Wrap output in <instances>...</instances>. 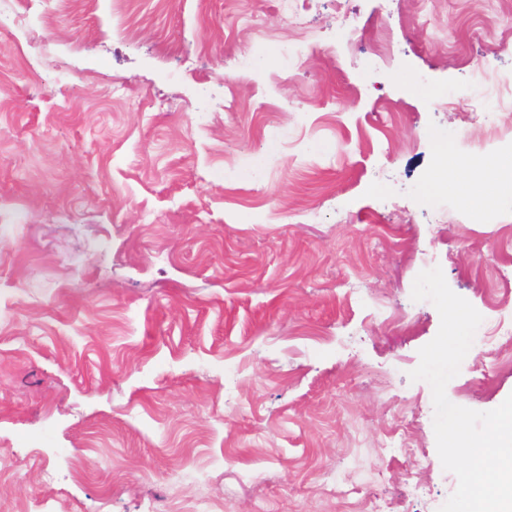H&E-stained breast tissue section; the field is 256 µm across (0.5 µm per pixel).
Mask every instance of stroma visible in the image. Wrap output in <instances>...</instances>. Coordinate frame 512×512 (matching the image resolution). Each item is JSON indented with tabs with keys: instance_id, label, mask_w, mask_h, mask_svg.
Instances as JSON below:
<instances>
[{
	"instance_id": "35a3bbf8",
	"label": "stroma",
	"mask_w": 512,
	"mask_h": 512,
	"mask_svg": "<svg viewBox=\"0 0 512 512\" xmlns=\"http://www.w3.org/2000/svg\"><path fill=\"white\" fill-rule=\"evenodd\" d=\"M17 0L0 26V512H439L455 491L432 389L441 268L489 328L512 202L425 187L448 94L512 79V0ZM390 45L376 55L377 41ZM60 89L52 98L45 87ZM512 366L462 361L490 411ZM351 488L331 496L332 485Z\"/></svg>"
}]
</instances>
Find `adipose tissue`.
Returning a JSON list of instances; mask_svg holds the SVG:
<instances>
[{"label":"adipose tissue","instance_id":"obj_1","mask_svg":"<svg viewBox=\"0 0 512 512\" xmlns=\"http://www.w3.org/2000/svg\"><path fill=\"white\" fill-rule=\"evenodd\" d=\"M439 147L444 153L439 165L429 178L430 188H437L445 178L455 172H467L464 183L467 200L474 215H481L486 209L512 201V196L505 194L501 185L512 181V155H501L485 164L464 167L457 158L448 153L446 137H439Z\"/></svg>","mask_w":512,"mask_h":512}]
</instances>
